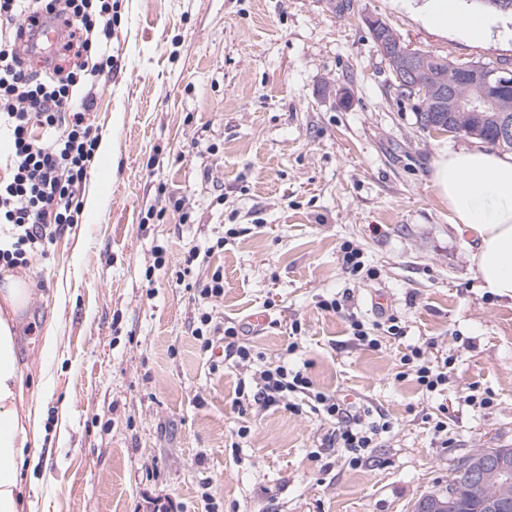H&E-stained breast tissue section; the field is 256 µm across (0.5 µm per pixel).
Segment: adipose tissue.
Here are the masks:
<instances>
[{
  "label": "adipose tissue",
  "mask_w": 512,
  "mask_h": 512,
  "mask_svg": "<svg viewBox=\"0 0 512 512\" xmlns=\"http://www.w3.org/2000/svg\"><path fill=\"white\" fill-rule=\"evenodd\" d=\"M422 23L453 30L472 41L486 39L494 20L463 12L457 0H407ZM432 185L448 206L458 232L476 242L471 263L482 288L512 299V157L480 149L440 153ZM30 282L6 276L0 286V512H36L21 472L38 458L44 440L37 411L23 410V371L18 359L17 314L30 301Z\"/></svg>",
  "instance_id": "ef3b65f1"
}]
</instances>
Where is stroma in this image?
<instances>
[{
	"label": "stroma",
	"instance_id": "1",
	"mask_svg": "<svg viewBox=\"0 0 512 512\" xmlns=\"http://www.w3.org/2000/svg\"><path fill=\"white\" fill-rule=\"evenodd\" d=\"M120 13L88 114L111 158L75 188L103 202L13 271L33 288L19 362L48 446L31 473L38 512H414L462 456L512 444V300L482 288L473 240L431 183L439 151L481 142L418 128L366 25L512 69V15L474 43L427 31L402 0H122ZM348 243L374 278L345 269ZM195 246L214 252L176 287ZM217 270L215 324L268 360L310 362L320 388L390 421L361 464L308 405L239 415L241 368L192 334L196 287ZM334 298L345 315L322 308ZM390 314L401 335L378 329ZM353 318L377 347L352 341ZM417 345L449 363L435 392L396 377ZM475 386L491 405L464 403ZM443 405L444 443L427 422Z\"/></svg>",
	"mask_w": 512,
	"mask_h": 512
}]
</instances>
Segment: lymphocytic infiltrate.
I'll return each mask as SVG.
<instances>
[{
    "mask_svg": "<svg viewBox=\"0 0 512 512\" xmlns=\"http://www.w3.org/2000/svg\"><path fill=\"white\" fill-rule=\"evenodd\" d=\"M50 17L65 27L63 48L74 51L77 61L44 76L29 67L20 45ZM119 20L117 0H0V124L13 164L11 179L0 181V224L11 227L0 244V269L27 265L31 254L52 242L55 227L78 221L73 189L85 180L100 138L87 114L94 89L112 67ZM34 119L57 130V137L48 143L33 138ZM211 322V314L201 312L192 334L206 349L223 338L226 356L242 367L238 407L267 409L302 394L314 414L334 423L333 443L354 454L373 447L377 435L390 429V421H365L335 394L316 389L307 367L265 360L241 342L239 327L230 324L218 333ZM400 365L399 378L414 377L427 392L448 382L447 365L426 361L421 348L403 355Z\"/></svg>",
    "mask_w": 512,
    "mask_h": 512,
    "instance_id": "obj_1",
    "label": "lymphocytic infiltrate"
}]
</instances>
